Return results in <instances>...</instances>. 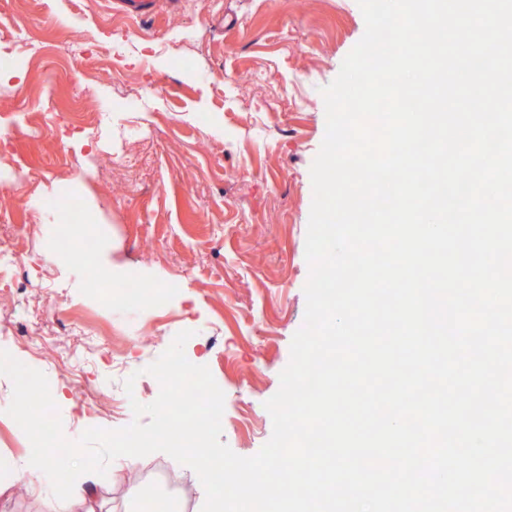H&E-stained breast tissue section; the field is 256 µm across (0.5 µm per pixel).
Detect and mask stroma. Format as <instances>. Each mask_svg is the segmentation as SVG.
Listing matches in <instances>:
<instances>
[{
    "label": "stroma",
    "mask_w": 512,
    "mask_h": 512,
    "mask_svg": "<svg viewBox=\"0 0 512 512\" xmlns=\"http://www.w3.org/2000/svg\"><path fill=\"white\" fill-rule=\"evenodd\" d=\"M44 46L50 60L21 57L0 82V223L26 260L29 282L0 281V334L29 343L57 397L67 439L134 420L160 384L147 366L175 335L225 395L221 442L250 457L270 439L265 403L279 389L303 323L309 276L305 237L311 165L326 131L323 87L361 40L358 0H159L131 17L112 0H6L0 28ZM82 39L94 58L66 76V49ZM111 117V149L74 132ZM52 196L67 218L30 205ZM87 225L109 272H143L153 286L178 281L153 312L99 300L86 269L59 249ZM86 379L76 392L70 368ZM132 389H125L126 380ZM0 374V512H62V482L25 468L31 456L7 409ZM197 474L163 452L100 477L102 512H201Z\"/></svg>",
    "instance_id": "35a3bbf8"
}]
</instances>
